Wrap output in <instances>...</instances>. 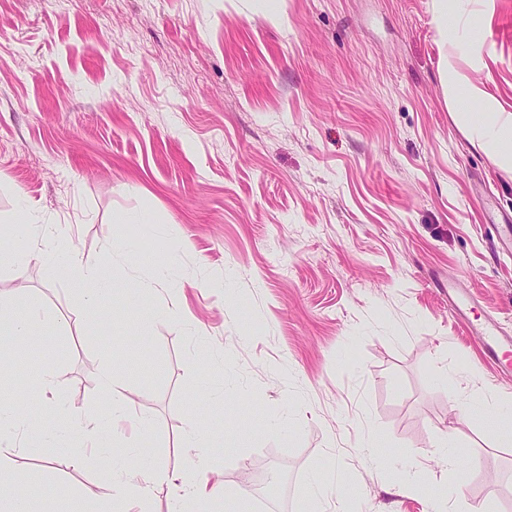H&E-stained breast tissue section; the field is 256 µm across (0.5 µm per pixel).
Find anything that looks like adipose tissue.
Segmentation results:
<instances>
[{
  "mask_svg": "<svg viewBox=\"0 0 512 512\" xmlns=\"http://www.w3.org/2000/svg\"><path fill=\"white\" fill-rule=\"evenodd\" d=\"M464 0H433L434 20L451 50L459 55L477 54L486 35L487 21L481 15L467 12ZM440 78L448 89L450 103L467 130L474 147L487 155L502 171L512 173V112L506 111L495 99L483 98L478 84L455 69L451 61H443ZM482 101V111H474V101ZM16 266L23 267L35 260L53 264L66 273L77 294L82 311L95 319H106L111 310L112 275L99 265L85 261L72 252L58 249L33 254L28 251L12 253ZM57 319L38 306L15 310L13 305L0 303V334L24 341L30 339L35 327L56 325ZM119 371L107 368L95 389L97 396L110 401L111 410L105 421L71 424L70 435L47 437L26 435L22 445L43 448L46 445L67 448L76 462L88 458L89 448H102L107 458L118 455L119 440L125 432L145 436L149 421L127 413V402L115 389ZM5 449L0 448V512H39L37 502L19 487L17 474L5 464ZM107 472L115 493L107 512H145L143 504L149 498V487L168 483L173 487L168 512H192L198 501L215 496L217 487L204 483L200 471L174 477L167 472L149 470L132 473L123 468L108 467Z\"/></svg>",
  "mask_w": 512,
  "mask_h": 512,
  "instance_id": "1",
  "label": "adipose tissue"
}]
</instances>
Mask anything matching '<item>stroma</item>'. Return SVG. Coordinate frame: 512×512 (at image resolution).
<instances>
[{"label":"stroma","mask_w":512,"mask_h":512,"mask_svg":"<svg viewBox=\"0 0 512 512\" xmlns=\"http://www.w3.org/2000/svg\"><path fill=\"white\" fill-rule=\"evenodd\" d=\"M486 15L480 62L454 59L512 111V0ZM0 0V240L18 196L61 247L111 268L112 317L86 318L68 280L0 263V300L53 312V361L0 401L36 430L101 416L105 364L147 417L122 467L205 464L225 497L197 512H312L308 477L334 473L323 512H512V447L488 412L458 416L437 367L512 398L464 322L512 337V174L474 149L439 70L432 0ZM130 212L141 224L121 223ZM151 284L131 302L130 288ZM153 317L149 334L139 322ZM201 436L186 450L181 437ZM467 450L448 468L441 437ZM419 480L402 484L411 455ZM45 512L107 504L101 462L64 448L10 454ZM279 468L242 494L246 469Z\"/></svg>","instance_id":"1"}]
</instances>
